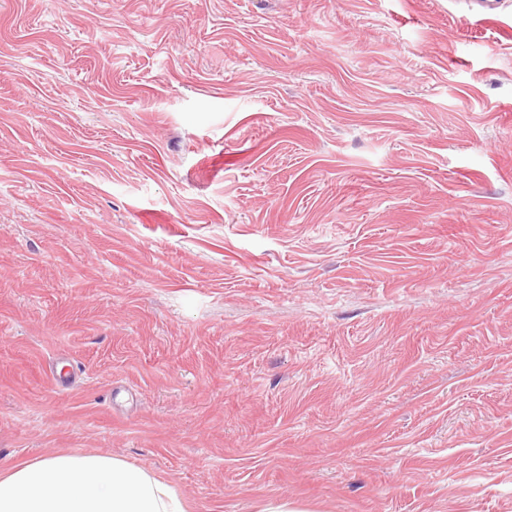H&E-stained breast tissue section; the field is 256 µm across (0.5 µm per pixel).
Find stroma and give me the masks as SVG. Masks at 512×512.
Instances as JSON below:
<instances>
[{"label": "stroma", "mask_w": 512, "mask_h": 512, "mask_svg": "<svg viewBox=\"0 0 512 512\" xmlns=\"http://www.w3.org/2000/svg\"><path fill=\"white\" fill-rule=\"evenodd\" d=\"M56 453L512 512V0H0V471Z\"/></svg>", "instance_id": "obj_1"}]
</instances>
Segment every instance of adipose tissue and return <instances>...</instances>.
I'll list each match as a JSON object with an SVG mask.
<instances>
[{
  "label": "adipose tissue",
  "mask_w": 512,
  "mask_h": 512,
  "mask_svg": "<svg viewBox=\"0 0 512 512\" xmlns=\"http://www.w3.org/2000/svg\"><path fill=\"white\" fill-rule=\"evenodd\" d=\"M0 512H189L177 487L100 454L39 457L0 474Z\"/></svg>",
  "instance_id": "1"
}]
</instances>
